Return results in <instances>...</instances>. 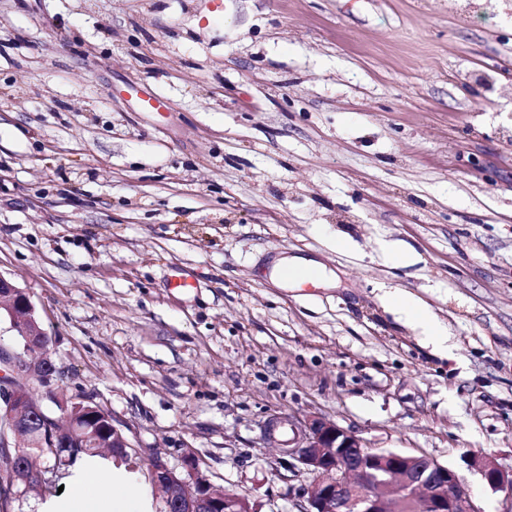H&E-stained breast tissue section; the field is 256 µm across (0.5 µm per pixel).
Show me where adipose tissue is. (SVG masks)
Instances as JSON below:
<instances>
[{"mask_svg":"<svg viewBox=\"0 0 512 512\" xmlns=\"http://www.w3.org/2000/svg\"><path fill=\"white\" fill-rule=\"evenodd\" d=\"M69 481L71 497L45 499L37 512H153L149 493L138 486L125 466L85 457Z\"/></svg>","mask_w":512,"mask_h":512,"instance_id":"obj_1","label":"adipose tissue"}]
</instances>
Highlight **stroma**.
Returning a JSON list of instances; mask_svg holds the SVG:
<instances>
[{
    "label": "stroma",
    "mask_w": 512,
    "mask_h": 512,
    "mask_svg": "<svg viewBox=\"0 0 512 512\" xmlns=\"http://www.w3.org/2000/svg\"><path fill=\"white\" fill-rule=\"evenodd\" d=\"M0 274L61 395L256 512L312 480L264 438L288 416L501 512L466 458L512 464V0H0ZM392 300L407 308V316L410 318V321L424 328L425 336H427V340L433 344L434 349L447 353L448 336H446L440 325L426 309L409 307L407 302L400 297H393Z\"/></svg>",
    "instance_id": "1"
}]
</instances>
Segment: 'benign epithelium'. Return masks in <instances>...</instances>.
Segmentation results:
<instances>
[{
    "label": "benign epithelium",
    "mask_w": 512,
    "mask_h": 512,
    "mask_svg": "<svg viewBox=\"0 0 512 512\" xmlns=\"http://www.w3.org/2000/svg\"><path fill=\"white\" fill-rule=\"evenodd\" d=\"M0 315L9 320L20 347L17 351L0 345V401L6 403L0 414V447L14 448L15 459L28 458L26 448H49L58 464L65 448L106 442L121 455L148 458L154 485L169 489L163 512H173V504L182 512H255L244 496L212 491L194 455H185L181 468L171 467L158 455L134 447L93 399L58 396L57 369L30 294L1 273ZM32 350L40 353L35 363L25 359ZM35 384L45 388L48 403L32 397ZM35 422L38 429L33 430ZM288 425L293 431L288 440L277 439L274 420L264 436L313 475L304 490L302 512H481L465 478L430 456L369 448L354 432L322 417L293 418ZM470 468L491 489L505 493L503 512H512V466L503 467L481 454L470 456ZM189 478L194 482L192 495L185 502L175 500Z\"/></svg>",
    "instance_id": "benign-epithelium-1"
}]
</instances>
